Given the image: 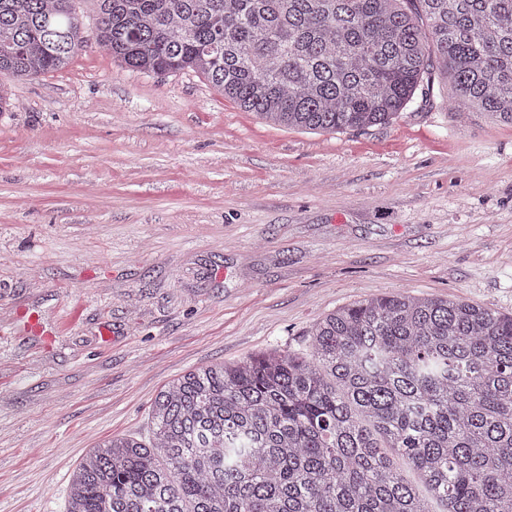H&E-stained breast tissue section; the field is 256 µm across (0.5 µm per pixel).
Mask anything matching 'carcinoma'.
<instances>
[{"label": "carcinoma", "mask_w": 512, "mask_h": 512, "mask_svg": "<svg viewBox=\"0 0 512 512\" xmlns=\"http://www.w3.org/2000/svg\"><path fill=\"white\" fill-rule=\"evenodd\" d=\"M98 45L192 70L288 128L385 126L433 94L512 126V0H98ZM73 0H0V79L63 69ZM311 351L189 372L149 443L112 437L65 512H512V315L406 293L327 314ZM405 457L427 495L392 466Z\"/></svg>", "instance_id": "carcinoma-1"}]
</instances>
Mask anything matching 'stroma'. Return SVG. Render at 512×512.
<instances>
[{
	"mask_svg": "<svg viewBox=\"0 0 512 512\" xmlns=\"http://www.w3.org/2000/svg\"><path fill=\"white\" fill-rule=\"evenodd\" d=\"M86 39L0 112V512H64L112 436L189 371L305 354L328 313L406 292L512 314V126L415 100L334 134ZM37 319L30 330L26 317Z\"/></svg>",
	"mask_w": 512,
	"mask_h": 512,
	"instance_id": "1",
	"label": "stroma"
}]
</instances>
